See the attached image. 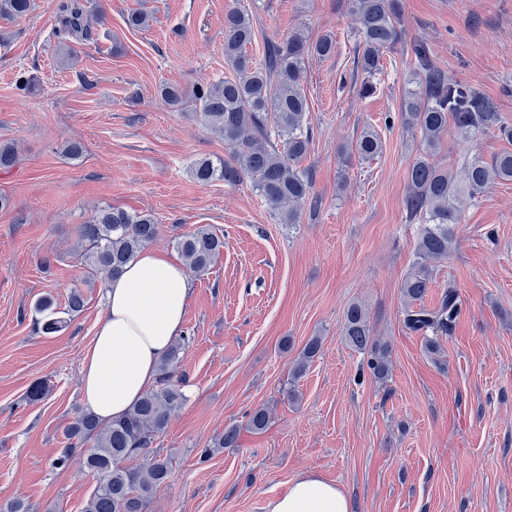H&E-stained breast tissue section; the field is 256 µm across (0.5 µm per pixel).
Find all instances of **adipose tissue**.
Instances as JSON below:
<instances>
[{"instance_id": "obj_1", "label": "adipose tissue", "mask_w": 512, "mask_h": 512, "mask_svg": "<svg viewBox=\"0 0 512 512\" xmlns=\"http://www.w3.org/2000/svg\"><path fill=\"white\" fill-rule=\"evenodd\" d=\"M190 289L184 268L149 248L110 281L80 372L85 404L100 419L122 416L154 384L182 331ZM267 512H351V504L336 485L310 473L269 501Z\"/></svg>"}]
</instances>
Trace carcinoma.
<instances>
[{
	"label": "carcinoma",
	"mask_w": 512,
	"mask_h": 512,
	"mask_svg": "<svg viewBox=\"0 0 512 512\" xmlns=\"http://www.w3.org/2000/svg\"><path fill=\"white\" fill-rule=\"evenodd\" d=\"M350 4L361 25L356 65L372 78L381 70L383 52L404 39L397 0H350ZM33 9V0H0V16L22 19ZM95 12L93 0H60L53 35L61 42L92 40L88 20ZM255 40L250 15L237 8L227 11L224 62L232 76L196 86L189 93L177 85H165L160 96L173 111L193 103L203 128L224 139L231 149L228 160H197L191 169L197 182L221 180L230 186L248 182L279 213L281 223L295 224L311 192V180L299 168L312 141L309 103L302 84L304 63L311 55L325 58L335 54L336 39L324 36L312 41L302 31L287 32L265 42L264 59L259 63L246 52ZM414 54L421 78L416 88L408 91L402 116L404 124L420 134L421 149L406 173V209L421 230L415 261L402 283L404 326L423 334L426 350L434 353L440 348V339L452 330L461 303L450 286L436 307L422 304L433 286L431 262L448 257L453 226L462 221L464 201L476 198L495 182H512V151L501 153L490 163L471 157L459 176L436 166L432 157L450 122L465 134L495 125L511 141L512 127L485 111L482 101L461 81L438 70L424 44L414 45ZM382 149L380 136L368 127L345 152L367 160ZM158 233L157 221L148 213L99 208L79 228L87 278L112 280ZM175 243L186 268L198 276L209 270L224 248V239L206 227L179 236ZM34 310L41 316L45 334L57 333L67 324L51 297L39 298ZM342 334L350 347L369 353L368 366L374 378L385 380L390 373L389 347L371 335L362 306L347 308ZM188 341L183 336L174 342L160 363L153 387L122 418L103 423L81 411L65 428L68 444L54 464L77 465L95 479L83 512H147L151 496L168 483L172 462L153 445L186 401V379L178 373V362ZM320 349L318 336L305 344L293 363L292 381L303 375ZM87 440L93 444L84 450Z\"/></svg>",
	"instance_id": "cac0c4a2"
}]
</instances>
